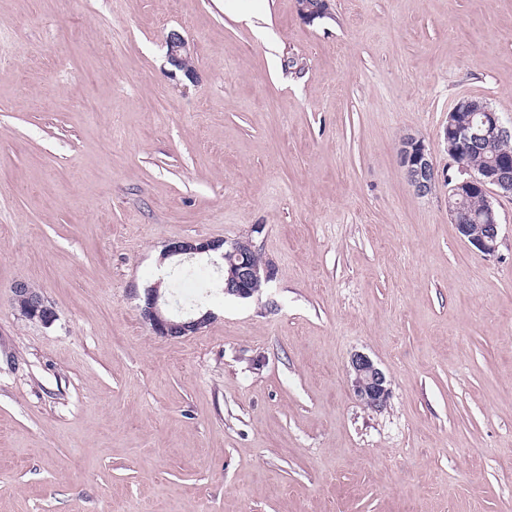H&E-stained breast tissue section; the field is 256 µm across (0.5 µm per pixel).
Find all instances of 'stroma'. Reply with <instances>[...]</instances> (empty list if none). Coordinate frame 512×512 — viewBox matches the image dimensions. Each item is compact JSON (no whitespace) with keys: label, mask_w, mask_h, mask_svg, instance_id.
<instances>
[{"label":"stroma","mask_w":512,"mask_h":512,"mask_svg":"<svg viewBox=\"0 0 512 512\" xmlns=\"http://www.w3.org/2000/svg\"><path fill=\"white\" fill-rule=\"evenodd\" d=\"M237 6L0 0V512H512V195L485 256L444 140L463 98L512 123V0ZM184 239L253 241L274 275L228 297L195 256L178 295L214 318L161 338L139 298ZM165 46L169 64L188 75L192 74L194 71L192 65L194 48L189 41L179 32L173 30L166 35ZM399 161L407 180L418 196H426L436 186V166L431 150L423 139L409 135L400 142ZM12 294L19 314L26 320L42 325L55 321V310L40 289L20 280L13 284ZM351 387L365 407L381 410L387 405L390 388L385 373L364 353H354L349 360Z\"/></svg>","instance_id":"stroma-1"}]
</instances>
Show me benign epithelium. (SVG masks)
<instances>
[{
  "mask_svg": "<svg viewBox=\"0 0 512 512\" xmlns=\"http://www.w3.org/2000/svg\"><path fill=\"white\" fill-rule=\"evenodd\" d=\"M299 15L308 20L329 14L330 0H296ZM167 61L173 67L192 74L194 48L179 32L173 30L165 38ZM448 155L457 158L483 150L489 145L498 151L477 173L467 169L448 191V213L460 237L486 256H495L499 248L500 220L492 202L495 194L512 195V126L488 102L477 98L460 100L448 112L446 127ZM399 161L414 192L426 196L436 186V166L431 150L423 139L409 135L400 142ZM474 196L484 200L479 210L466 208ZM219 252L230 259L224 276V294L241 299L254 295L253 285L268 282L273 277L268 264L254 261L253 242L226 240H182L166 245L164 256L195 255ZM13 300L19 314L28 321L50 325L56 319L54 308L42 291L25 281L12 286ZM162 282L158 281L144 290L140 297L142 321L152 333L163 338H181L195 335L213 318L212 312L190 313L186 316L168 315L162 308ZM351 387L354 395L365 407L380 410L387 405L390 388L385 373L364 353H355L349 360Z\"/></svg>",
  "mask_w": 512,
  "mask_h": 512,
  "instance_id": "obj_1",
  "label": "benign epithelium"
}]
</instances>
